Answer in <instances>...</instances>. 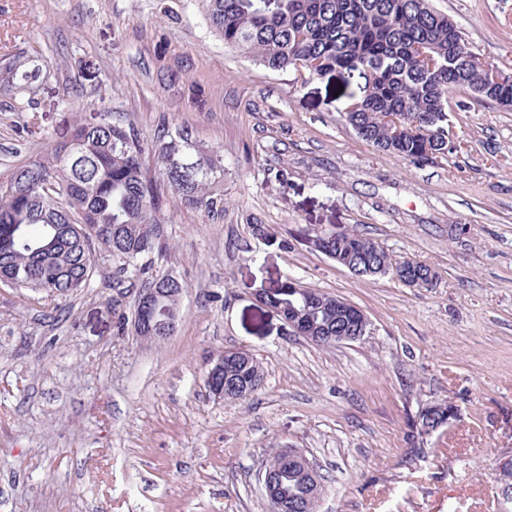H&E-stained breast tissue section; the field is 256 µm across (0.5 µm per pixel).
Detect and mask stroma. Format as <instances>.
I'll return each mask as SVG.
<instances>
[{
    "mask_svg": "<svg viewBox=\"0 0 512 512\" xmlns=\"http://www.w3.org/2000/svg\"><path fill=\"white\" fill-rule=\"evenodd\" d=\"M431 3L512 73V0ZM339 85L226 47L201 0H0V182L105 115L184 131L224 170L223 218L164 199L153 269L186 290L163 343L119 326L135 296L113 307L101 246L70 296L0 284V512H268L273 448L324 475L315 512H512V109L455 92L451 151L413 164L342 120ZM344 227L436 283L360 279L310 247ZM290 279L360 308L366 336L294 333L260 300ZM231 349L264 373L244 401L205 383ZM444 402L453 425L417 436ZM412 267L414 268L415 273H424L425 275H429L431 273L435 280L437 278L435 270L425 264L414 261ZM432 275L428 278L425 276H411L408 275V270H401L396 273L395 278L409 288H430L435 282Z\"/></svg>",
    "mask_w": 512,
    "mask_h": 512,
    "instance_id": "obj_1",
    "label": "stroma"
}]
</instances>
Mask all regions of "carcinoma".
I'll return each mask as SVG.
<instances>
[{
	"mask_svg": "<svg viewBox=\"0 0 512 512\" xmlns=\"http://www.w3.org/2000/svg\"><path fill=\"white\" fill-rule=\"evenodd\" d=\"M209 24L224 44L274 71L316 76L334 73L357 84L344 119L374 149L411 163L448 155V95L476 86L486 73L463 31L429 0H203ZM155 176H147L146 158ZM221 172L214 153L194 149L183 133L169 131L150 143L132 125L102 119L78 123L69 138L40 160L0 183V279L51 297L85 287L92 277L91 246L112 255L116 287L170 288L165 301L178 309L185 284L153 273L149 255L162 247L165 193L213 219L224 216V195L214 189ZM329 259L364 269H393L399 262L355 230H330ZM288 311L313 320L312 343L353 336L357 322L335 307V297L306 289L276 293ZM259 362L245 351H224V385L236 394L263 382ZM288 464L278 475L275 512H314V483Z\"/></svg>",
	"mask_w": 512,
	"mask_h": 512,
	"instance_id": "cac0c4a2",
	"label": "carcinoma"
}]
</instances>
